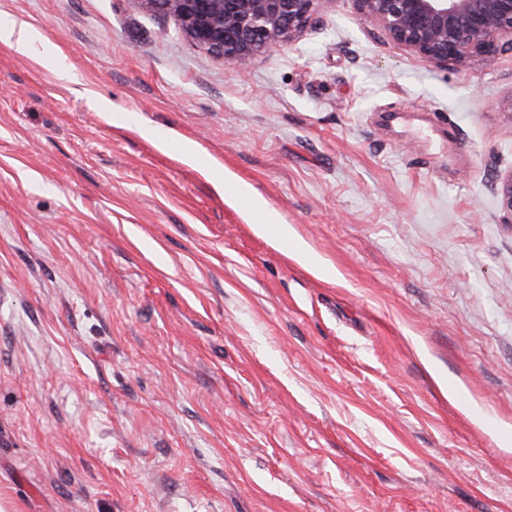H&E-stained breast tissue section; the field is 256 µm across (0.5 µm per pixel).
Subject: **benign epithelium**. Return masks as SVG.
Masks as SVG:
<instances>
[{"label":"benign epithelium","instance_id":"7a95c632","mask_svg":"<svg viewBox=\"0 0 512 512\" xmlns=\"http://www.w3.org/2000/svg\"><path fill=\"white\" fill-rule=\"evenodd\" d=\"M172 17L193 46L238 69L289 46L325 0H137ZM358 12L397 46L446 67L512 50V0H355ZM508 41H503L504 37ZM512 223V173L496 187Z\"/></svg>","mask_w":512,"mask_h":512}]
</instances>
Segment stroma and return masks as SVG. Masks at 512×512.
<instances>
[{"mask_svg":"<svg viewBox=\"0 0 512 512\" xmlns=\"http://www.w3.org/2000/svg\"><path fill=\"white\" fill-rule=\"evenodd\" d=\"M22 26L0 512H512V51L440 68L355 0L239 71L137 0H0Z\"/></svg>","mask_w":512,"mask_h":512,"instance_id":"stroma-1","label":"stroma"}]
</instances>
